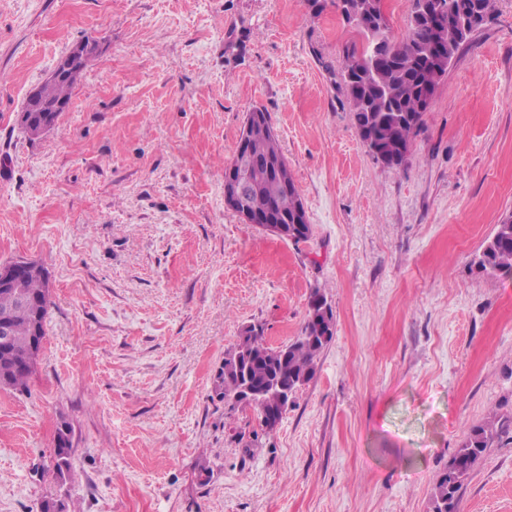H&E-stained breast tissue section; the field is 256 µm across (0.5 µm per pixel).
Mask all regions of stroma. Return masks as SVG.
I'll return each instance as SVG.
<instances>
[{"instance_id":"stroma-1","label":"stroma","mask_w":512,"mask_h":512,"mask_svg":"<svg viewBox=\"0 0 512 512\" xmlns=\"http://www.w3.org/2000/svg\"><path fill=\"white\" fill-rule=\"evenodd\" d=\"M307 0H0V264L49 275L29 392L0 388V512H430L471 430L512 413V274L473 261L512 215V0L439 81L403 166L340 86L353 41ZM97 50L55 127L17 120ZM276 129L311 234L224 203L249 112ZM335 333L276 429L214 391L244 329ZM73 476L46 467L61 423ZM459 512H512V440Z\"/></svg>"}]
</instances>
